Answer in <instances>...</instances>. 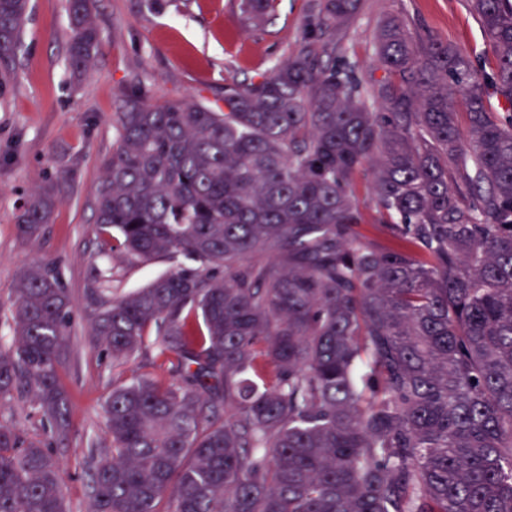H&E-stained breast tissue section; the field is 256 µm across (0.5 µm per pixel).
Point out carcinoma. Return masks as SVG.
Returning a JSON list of instances; mask_svg holds the SVG:
<instances>
[{"mask_svg": "<svg viewBox=\"0 0 512 512\" xmlns=\"http://www.w3.org/2000/svg\"><path fill=\"white\" fill-rule=\"evenodd\" d=\"M362 7L312 0L298 53L218 103L113 113L99 251L174 267L119 297L99 273L86 317L112 361L151 347L176 381L112 388L86 512H512V0H470L491 72L392 17L367 84L341 56ZM28 9L0 0V54ZM93 9L68 0L76 75ZM366 163L391 244L361 231ZM59 194L25 197L22 240ZM15 293L0 402L29 395L64 439L68 294L48 263ZM0 512H66L60 460L2 424Z\"/></svg>", "mask_w": 512, "mask_h": 512, "instance_id": "1", "label": "carcinoma"}]
</instances>
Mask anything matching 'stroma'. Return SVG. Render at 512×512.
Returning a JSON list of instances; mask_svg holds the SVG:
<instances>
[{
    "label": "stroma",
    "mask_w": 512,
    "mask_h": 512,
    "mask_svg": "<svg viewBox=\"0 0 512 512\" xmlns=\"http://www.w3.org/2000/svg\"><path fill=\"white\" fill-rule=\"evenodd\" d=\"M310 0H276L262 22L248 20L238 0H171L160 11L137 0H96L93 19L102 45L91 68L71 77L67 67L70 25L67 0H31L20 47L0 56V346L15 336L10 308L19 271L54 262L71 303L69 355L59 381L70 396L71 429L64 442L29 396L0 403V423L28 439L48 442L62 460L68 512H84L92 494L89 449H107L111 437L105 401L114 385L133 374L166 384L171 374L143 352L124 364L93 346L88 335L87 291L109 262L97 252L94 192L116 132L112 114L124 95L175 100L220 97L225 84L271 72L297 49ZM409 29L455 45L482 65L490 50L467 0H365L344 46L363 82L382 78L373 64L374 37L389 17ZM64 175L51 224L39 242L17 233L20 204L42 178Z\"/></svg>",
    "instance_id": "obj_1"
}]
</instances>
